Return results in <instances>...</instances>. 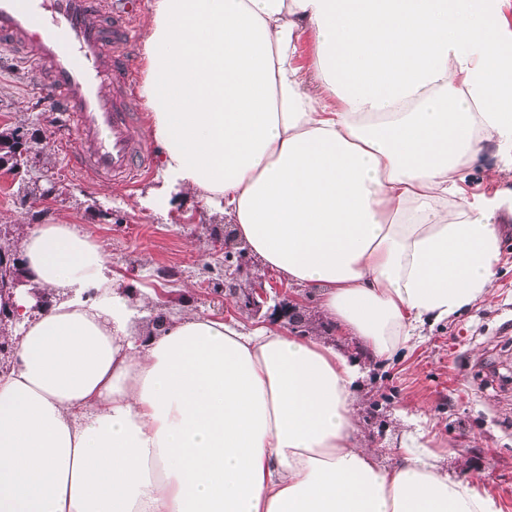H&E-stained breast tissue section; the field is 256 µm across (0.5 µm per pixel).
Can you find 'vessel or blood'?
<instances>
[{"label":"vessel or blood","instance_id":"b4317fda","mask_svg":"<svg viewBox=\"0 0 512 512\" xmlns=\"http://www.w3.org/2000/svg\"><path fill=\"white\" fill-rule=\"evenodd\" d=\"M137 0H0V41L33 66L77 147L76 166L92 180L135 187L150 170L139 114L128 107L138 42Z\"/></svg>","mask_w":512,"mask_h":512}]
</instances>
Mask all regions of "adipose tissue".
<instances>
[{
	"instance_id": "1",
	"label": "adipose tissue",
	"mask_w": 512,
	"mask_h": 512,
	"mask_svg": "<svg viewBox=\"0 0 512 512\" xmlns=\"http://www.w3.org/2000/svg\"><path fill=\"white\" fill-rule=\"evenodd\" d=\"M503 3L151 0L156 198L223 212L327 323L392 357L497 276L504 202L465 183L486 150L512 167ZM24 266L0 512H499L424 443L392 467L362 447L360 367L319 337L202 315L143 332L72 224L31 226Z\"/></svg>"
}]
</instances>
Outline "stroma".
<instances>
[{"mask_svg": "<svg viewBox=\"0 0 512 512\" xmlns=\"http://www.w3.org/2000/svg\"><path fill=\"white\" fill-rule=\"evenodd\" d=\"M0 46V131L21 128L29 146V175L35 194L19 198L10 178H0V244L21 252L28 226L74 224L101 244L106 262L125 286L150 296L155 316L209 315L248 327L279 326V273L247 257L235 281L224 283V232L230 221L185 192L146 206L162 181L160 168L135 188L95 183L72 169L64 140L65 118L32 68H17ZM54 187L52 199L41 189ZM273 293L258 315L242 299L254 277ZM305 309L307 333L323 336L362 360L365 375L357 393L360 444L383 465L397 463L407 412L425 417L424 441L449 478H473L477 488L512 512V216L503 220L498 277L487 300L454 321L426 330L421 341L387 360L366 358L353 336L324 325L316 298L292 287Z\"/></svg>", "mask_w": 512, "mask_h": 512, "instance_id": "stroma-1", "label": "stroma"}]
</instances>
